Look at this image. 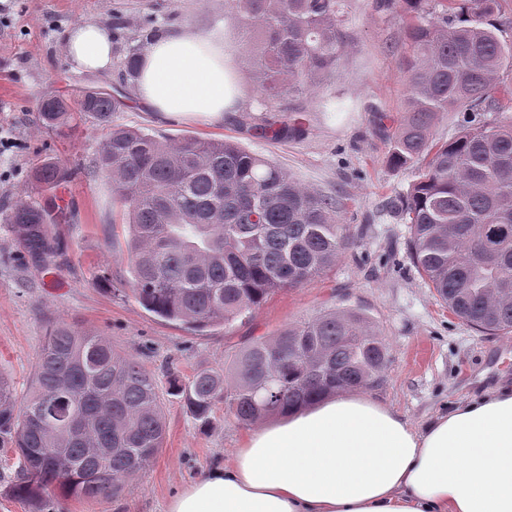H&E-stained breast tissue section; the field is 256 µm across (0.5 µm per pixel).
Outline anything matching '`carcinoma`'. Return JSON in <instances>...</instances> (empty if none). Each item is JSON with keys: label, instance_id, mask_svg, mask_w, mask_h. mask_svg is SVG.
Listing matches in <instances>:
<instances>
[{"label": "carcinoma", "instance_id": "1", "mask_svg": "<svg viewBox=\"0 0 512 512\" xmlns=\"http://www.w3.org/2000/svg\"><path fill=\"white\" fill-rule=\"evenodd\" d=\"M244 55L265 97L310 92L333 79L350 48L344 0H233ZM407 26L406 117L386 133L397 166L424 169L401 210L413 263L467 326L512 333V120L488 121L512 104V40L497 23L504 0H458ZM41 100L49 127L72 112L105 122L120 98L105 85ZM445 112L461 116L452 140L433 143ZM255 133L273 140L303 131L298 118L265 116ZM97 167L112 180L126 220L131 291L149 312L191 331L226 326L285 288L322 274L351 242L336 221L340 202L308 189L271 160L229 140L158 138L113 127ZM33 178L63 180L44 163ZM28 263L58 265L50 211L22 201L5 215ZM390 362L371 317L333 308L260 337L222 370L171 380L188 411L207 423L222 402L252 425L336 391L371 387ZM166 421L155 378L103 336L64 321L40 350L30 390L18 400L0 377V448L19 460L10 492L30 503L58 488L67 496L119 495L163 448Z\"/></svg>", "mask_w": 512, "mask_h": 512}]
</instances>
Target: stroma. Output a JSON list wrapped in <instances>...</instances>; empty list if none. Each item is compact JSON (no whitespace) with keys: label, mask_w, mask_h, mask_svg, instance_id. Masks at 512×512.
<instances>
[{"label":"stroma","mask_w":512,"mask_h":512,"mask_svg":"<svg viewBox=\"0 0 512 512\" xmlns=\"http://www.w3.org/2000/svg\"><path fill=\"white\" fill-rule=\"evenodd\" d=\"M0 126L14 140L0 155V215L19 199L64 207L55 225L61 256L44 274L30 266L0 222V377L16 395L31 382L37 356L53 322L104 336L113 349L153 371L167 423L156 458L119 496L94 499L48 496L44 512H162L180 486L232 459L248 426L221 405L209 423L196 420L170 386L200 370H218L249 342L326 309L358 307L373 319L390 363L368 396L400 413L413 427L491 389L512 386V334L484 336L436 296L409 254L410 228L393 199L417 180L416 167L388 159L375 126L403 117L405 76L400 59L412 17L410 0H346L352 43L333 82L313 92L267 101L240 49L232 0H0ZM113 33L112 67L75 69L65 43L84 21ZM191 25L224 28V65L235 101L223 123L161 119L137 106L123 62L141 51L149 34ZM119 87L123 105L110 124L79 116L46 127L38 112L46 84L70 95L99 83ZM301 115L298 138L270 140L252 127L267 111ZM155 136L198 135L236 142L277 163L297 182L340 200V223L352 242L333 266L296 288L270 295L230 325L191 334L146 311L130 292L127 233L112 201V184L94 168L110 126ZM51 162L66 178L57 187L33 184L34 167Z\"/></svg>","instance_id":"obj_1"}]
</instances>
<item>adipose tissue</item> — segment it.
Wrapping results in <instances>:
<instances>
[{
	"mask_svg": "<svg viewBox=\"0 0 512 512\" xmlns=\"http://www.w3.org/2000/svg\"><path fill=\"white\" fill-rule=\"evenodd\" d=\"M111 31L78 24V68L112 63ZM135 97L162 118L222 123L233 93L224 34L186 26L149 40ZM165 512H512V388L436 416L421 430L357 393L284 412L247 434L231 462L185 484Z\"/></svg>",
	"mask_w": 512,
	"mask_h": 512,
	"instance_id": "ef3b65f1",
	"label": "adipose tissue"
}]
</instances>
